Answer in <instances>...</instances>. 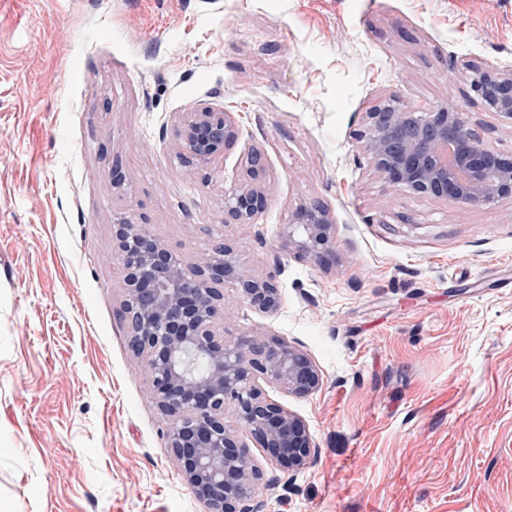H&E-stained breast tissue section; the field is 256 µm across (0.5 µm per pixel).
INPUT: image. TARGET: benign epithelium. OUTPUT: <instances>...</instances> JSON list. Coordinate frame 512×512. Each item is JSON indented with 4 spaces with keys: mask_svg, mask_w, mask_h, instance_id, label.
Listing matches in <instances>:
<instances>
[{
    "mask_svg": "<svg viewBox=\"0 0 512 512\" xmlns=\"http://www.w3.org/2000/svg\"><path fill=\"white\" fill-rule=\"evenodd\" d=\"M463 67L478 74L470 81L475 98L431 109L406 105L396 95L383 98L366 113L361 139L372 169L389 187L449 199L466 213L512 198V155L492 147L479 124L465 118L481 106L512 120V70ZM237 135L229 112H184L176 130L179 155L206 166ZM256 158H247V178L224 188L226 223L252 224L265 207V170ZM335 237V222L319 201L297 208L278 231L281 251L319 268L333 260ZM113 240L121 315L131 347L145 359L154 403L170 421L168 447L184 481L207 512H261L264 474L238 431L249 432L270 462L290 469L305 467L311 441L304 421L267 398L255 380L307 395L322 376L307 353L284 340L227 333L224 291L217 285L234 284L245 305L269 312L279 303L274 276H252L222 243L189 276L180 257L131 216L115 218Z\"/></svg>",
    "mask_w": 512,
    "mask_h": 512,
    "instance_id": "7a95c632",
    "label": "benign epithelium"
}]
</instances>
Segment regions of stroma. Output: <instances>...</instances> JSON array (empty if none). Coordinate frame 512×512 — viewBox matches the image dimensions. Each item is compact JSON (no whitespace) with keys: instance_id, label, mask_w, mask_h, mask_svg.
Segmentation results:
<instances>
[{"instance_id":"obj_1","label":"stroma","mask_w":512,"mask_h":512,"mask_svg":"<svg viewBox=\"0 0 512 512\" xmlns=\"http://www.w3.org/2000/svg\"><path fill=\"white\" fill-rule=\"evenodd\" d=\"M466 61L512 69V0H0V512L206 510L118 315L120 214L186 266L224 243L276 275L267 313L224 284L228 332L299 346L323 383L260 384L313 444L298 471L251 444L262 512H512V198L389 189L360 140L382 97L463 99ZM205 107L239 136L184 164L175 118ZM253 150L267 207L225 223ZM311 200L326 271L276 248Z\"/></svg>"}]
</instances>
